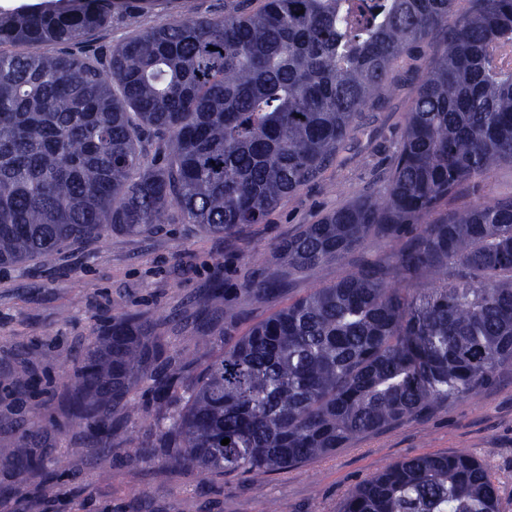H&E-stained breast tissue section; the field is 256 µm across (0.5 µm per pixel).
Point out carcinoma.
<instances>
[{"instance_id": "obj_1", "label": "carcinoma", "mask_w": 512, "mask_h": 512, "mask_svg": "<svg viewBox=\"0 0 512 512\" xmlns=\"http://www.w3.org/2000/svg\"><path fill=\"white\" fill-rule=\"evenodd\" d=\"M260 0L135 31L103 54L122 0L0 12V268L54 261L76 242L195 224L230 235L262 224L320 177L413 45L440 39L389 175L373 194L279 247L286 272L355 258L371 238L395 260L356 258L341 280L252 326L198 376L138 313L112 316L64 373L85 431L71 453L112 449L117 408L152 420L163 447L140 459L256 482L336 452L436 402L473 398L512 365V195L485 180L512 164V0ZM63 51L45 52L47 46ZM21 358L12 394L29 392ZM142 380L158 412L132 403ZM57 424H11L16 474H37ZM230 439L229 444L221 441ZM60 473L37 485L52 495ZM339 512H499L467 453L394 462Z\"/></svg>"}]
</instances>
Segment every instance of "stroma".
Here are the masks:
<instances>
[{"label": "stroma", "instance_id": "obj_1", "mask_svg": "<svg viewBox=\"0 0 512 512\" xmlns=\"http://www.w3.org/2000/svg\"><path fill=\"white\" fill-rule=\"evenodd\" d=\"M178 15V0H155L151 8H134L130 16L113 22L96 45L107 49L133 30ZM441 49L438 41L413 46L393 72L388 108L362 113L336 162L318 181L289 196L266 223L245 225L230 236L206 234L192 224H165L148 236L115 234L77 243L53 263L33 261L0 275V387L10 385L20 353L37 352L40 375L57 382L44 413L63 421L72 416L63 363L93 337L105 335L114 314L142 311L167 348L186 355L199 371L252 325L343 278L347 265L330 260L292 273L275 295L253 290L259 281L280 274L276 245L379 186L402 139L429 57ZM218 280L223 305L200 314L199 300ZM228 308L238 313L231 324L224 320ZM16 413V407L0 405V512H124L135 493L142 496V512H261L267 500L277 512H337L351 489L395 461L448 451L484 462L497 487L500 512H512V366L501 369L473 398L433 404L387 429L360 435L331 455L271 475L261 485L237 473H159L138 459L128 441L132 433L148 438L145 424L121 420L112 431V450L105 454L91 448L70 455L65 445L73 441L74 430L50 434L45 468L52 474L69 473L71 479L59 498L41 497L31 493V480L12 472L10 450L16 436L6 423ZM19 487L26 496L16 495Z\"/></svg>", "mask_w": 512, "mask_h": 512}]
</instances>
